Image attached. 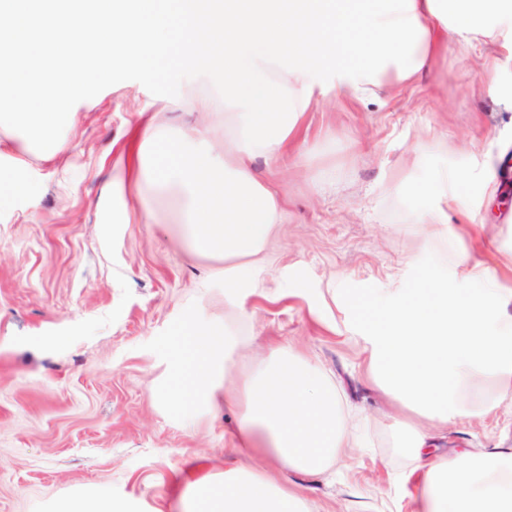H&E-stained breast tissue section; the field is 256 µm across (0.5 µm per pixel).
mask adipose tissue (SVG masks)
<instances>
[{
    "instance_id": "obj_1",
    "label": "adipose tissue",
    "mask_w": 512,
    "mask_h": 512,
    "mask_svg": "<svg viewBox=\"0 0 512 512\" xmlns=\"http://www.w3.org/2000/svg\"><path fill=\"white\" fill-rule=\"evenodd\" d=\"M174 14L182 31L172 44L164 33ZM445 35L512 52V0H155L146 15L135 0H23L16 8L0 0V120L52 157L63 149L58 128L68 110L114 61L144 69L172 51L180 71L221 80L223 150L212 127L163 133L150 124L130 153L145 169L164 140L158 184L185 198L190 250L223 258L232 308L281 221L276 194L251 161L281 154L316 91L356 103L417 84ZM382 309L366 351L378 388L411 415L399 427L414 456L403 479L412 512H512V448L435 456L415 423L445 427L512 396V289L464 297L426 278L412 298L387 299ZM238 345L228 329L197 320L181 327L171 367L187 383L169 395L176 412L194 414L220 395L233 418L224 468L187 482V512H311L284 476L323 473L352 447L336 387L283 345L228 380ZM53 512L136 510L91 486Z\"/></svg>"
}]
</instances>
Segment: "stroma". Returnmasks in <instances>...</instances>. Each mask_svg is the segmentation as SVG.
I'll use <instances>...</instances> for the list:
<instances>
[{
	"instance_id": "stroma-1",
	"label": "stroma",
	"mask_w": 512,
	"mask_h": 512,
	"mask_svg": "<svg viewBox=\"0 0 512 512\" xmlns=\"http://www.w3.org/2000/svg\"><path fill=\"white\" fill-rule=\"evenodd\" d=\"M511 86L512 54L492 62L452 42L420 86L360 103L320 96L281 156L254 162L283 216L236 315L224 306L223 260L184 247L179 200L152 179L118 177L141 117L163 129L204 121L220 134L224 97L207 80L114 64L73 105L62 155L29 152L22 168L0 170V512H51L91 485L139 512H181L189 475L223 467L225 448L223 406L180 418L164 402L167 358L189 319L231 322L241 338L231 377L276 341L335 383L371 445L323 475H293L313 512H410V454L360 333L385 298L427 274L468 292L480 266L512 287L500 251L512 244ZM194 96L210 97L213 112L186 111ZM446 174L461 208L447 207ZM440 208L447 227L436 233L422 218ZM435 443L442 455L512 448V398L436 429Z\"/></svg>"
}]
</instances>
